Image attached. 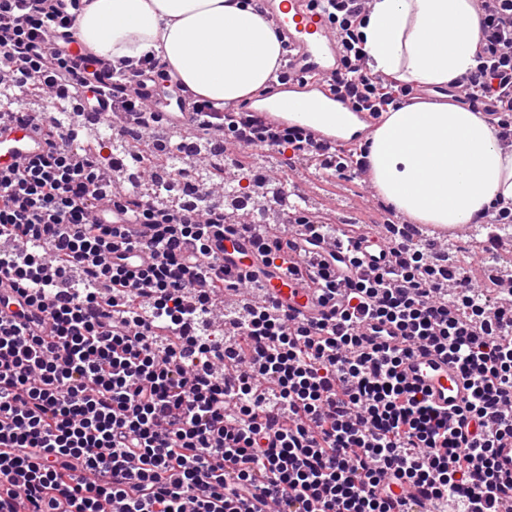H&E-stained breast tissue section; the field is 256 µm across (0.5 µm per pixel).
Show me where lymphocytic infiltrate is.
Listing matches in <instances>:
<instances>
[{"instance_id": "f902f5d3", "label": "lymphocytic infiltrate", "mask_w": 512, "mask_h": 512, "mask_svg": "<svg viewBox=\"0 0 512 512\" xmlns=\"http://www.w3.org/2000/svg\"><path fill=\"white\" fill-rule=\"evenodd\" d=\"M343 53L336 92L381 116L413 87L371 73L359 29L365 0H320ZM72 0H0V56L12 79L47 90L94 89L91 55L52 50L72 33ZM477 68L451 82L456 101L490 116L512 143V0H478ZM154 61L112 68V109L138 127L163 120L133 97ZM191 122L244 148L274 147L331 176L355 177L366 145L313 157L309 137L248 110L191 101ZM45 152L0 169V279L41 323L0 313V512H396L399 491L458 512H512L493 448L512 437V297L478 290L465 273L445 290L433 254L395 242V261L341 282L362 264L359 226L292 212L296 237L240 224L266 266L328 242L341 253L307 273L334 302L317 324L278 310L252 277L224 270V210L202 193L167 206L113 183L95 157L42 127ZM133 212L148 232L102 224L99 206ZM149 261L131 270L116 253ZM399 346L369 347L368 326ZM435 349L470 382L449 412L409 384L402 365Z\"/></svg>"}]
</instances>
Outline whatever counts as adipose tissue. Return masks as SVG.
Masks as SVG:
<instances>
[{
	"instance_id": "adipose-tissue-1",
	"label": "adipose tissue",
	"mask_w": 512,
	"mask_h": 512,
	"mask_svg": "<svg viewBox=\"0 0 512 512\" xmlns=\"http://www.w3.org/2000/svg\"><path fill=\"white\" fill-rule=\"evenodd\" d=\"M75 31L97 57L150 55L227 105L262 92L282 53L276 27L243 0H81ZM360 32L367 68L404 84L445 87L477 66L476 0H369ZM367 162L377 194L413 224L465 225L512 201V145L457 104L388 109Z\"/></svg>"
}]
</instances>
